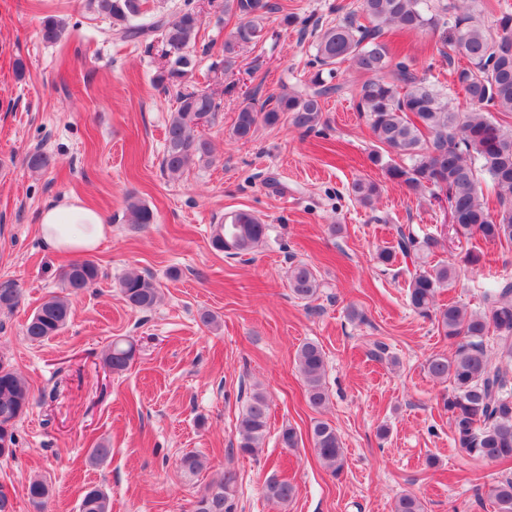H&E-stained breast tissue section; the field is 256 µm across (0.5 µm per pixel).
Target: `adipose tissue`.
<instances>
[{
  "mask_svg": "<svg viewBox=\"0 0 512 512\" xmlns=\"http://www.w3.org/2000/svg\"><path fill=\"white\" fill-rule=\"evenodd\" d=\"M39 232L46 247L57 253H89L112 235L111 225L76 197L47 205L39 215Z\"/></svg>",
  "mask_w": 512,
  "mask_h": 512,
  "instance_id": "ef3b65f1",
  "label": "adipose tissue"
}]
</instances>
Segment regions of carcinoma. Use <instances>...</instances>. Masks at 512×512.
Masks as SVG:
<instances>
[{
	"instance_id": "obj_1",
	"label": "carcinoma",
	"mask_w": 512,
	"mask_h": 512,
	"mask_svg": "<svg viewBox=\"0 0 512 512\" xmlns=\"http://www.w3.org/2000/svg\"><path fill=\"white\" fill-rule=\"evenodd\" d=\"M149 0H86V8L110 20L109 33L124 42L153 47L162 44L161 57L174 52L162 63L154 83L166 88L181 84L194 70L191 55L202 25L201 11L194 0H184L177 20L163 17L149 22ZM463 10L448 20V5L435 0H359L334 25L318 31L312 72L305 89H283L260 100L249 91L238 108L231 134L237 141H250L259 125L274 126L281 120L305 133H317L325 125L322 99L339 91L333 83L340 64L350 61L368 78L357 92L358 111L366 114L378 149L369 156L386 179L415 194L429 192L445 196L458 224L456 231L477 242L512 246V11H500L495 32L488 33L474 17L483 0H461ZM273 10L270 0H222L220 12L238 19L237 27L222 45L220 59L211 63L225 71L237 66L242 45L256 44L265 35V16ZM450 28V44L465 64L454 68V84L464 91L467 109L460 111L448 100V93L436 81L418 75L404 60H395L385 40L390 31L418 32ZM43 41L57 43L67 36V23L54 16L41 22ZM220 104L204 90L181 92L165 133L163 171L183 174L192 165L210 157L209 142L195 135V129L215 121ZM52 158L36 151L26 160L27 169L40 173L49 169ZM493 189L495 206L484 198V188ZM350 193L365 207H371L380 187L368 180L352 182ZM126 223L143 227L154 223L155 215L144 202L128 198ZM268 225L252 212L239 210L215 225L211 246L232 258L247 254L267 236ZM395 245L378 251L376 260L392 265L397 256L412 258V267H403L411 307L421 316L434 318L439 334L455 344L452 356L436 354L427 361V371L435 379L450 382L451 392L443 405L450 415L455 447L474 458L512 461V281L504 279L482 292V308L467 311L454 303L437 305V294L451 286L460 270L453 264L425 266L419 262L421 246L435 241H417L412 232L396 227ZM101 268L90 259H77L59 275L62 293L46 299L25 326V336L40 343L58 335L66 326L73 300L93 287ZM288 284L298 299L310 300L319 283L308 265L298 262L289 268ZM127 305L147 311L159 298L155 282L137 272H129L119 282ZM19 289L0 287V309H12ZM494 335L495 357L486 350V338ZM135 348L121 340L112 341L105 365L113 372L126 370ZM296 366L306 388L309 404L325 405V357L314 342L303 343L296 354ZM33 395L25 379L0 359V458L14 456L16 424L32 405ZM269 416L265 393L254 389L237 424V452L255 456L262 448ZM313 450L322 464L337 474L344 468V452L339 434L330 423L317 420L310 429ZM205 457L187 453L180 459L181 470L195 475L204 469ZM231 471L206 487L193 502L192 512H236ZM295 495L294 485L272 480L265 486L268 500L286 504ZM497 512H512V479L491 489ZM29 502L41 509L50 497L46 479L34 476L27 487ZM79 512H111L107 493L100 487L86 489ZM393 512H425L417 496L406 493L393 503Z\"/></svg>"
}]
</instances>
